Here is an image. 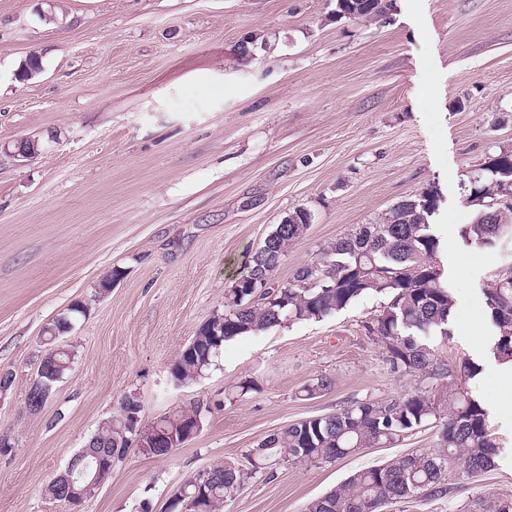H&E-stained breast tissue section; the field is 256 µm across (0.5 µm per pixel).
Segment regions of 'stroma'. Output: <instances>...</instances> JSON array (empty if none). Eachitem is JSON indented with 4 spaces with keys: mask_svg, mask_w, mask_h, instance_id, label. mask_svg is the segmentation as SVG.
<instances>
[{
    "mask_svg": "<svg viewBox=\"0 0 512 512\" xmlns=\"http://www.w3.org/2000/svg\"><path fill=\"white\" fill-rule=\"evenodd\" d=\"M378 23L337 18L336 0H0V147L40 139L27 161L0 159V512H70L45 494L120 398L142 420L203 403V428L165 457L137 449L80 512H166L179 487L240 466L278 429L416 386L391 372L365 322L382 299L225 343L178 385L171 368L224 290L294 209L313 221L276 272L290 278L352 225L434 189L437 263L454 301L449 363L481 373L466 388L489 413L496 465L451 480L447 497L384 512H467L512 500V367L485 354L482 288L496 251L464 244L465 198L488 157L512 149V0H388ZM42 68L16 72L28 55ZM122 277L111 290L99 281ZM76 302L57 339L74 354L39 413L27 387L44 329ZM334 387L308 399L319 375ZM256 388L235 398L236 383ZM438 446L427 426L331 463L285 461L223 512H307L354 472Z\"/></svg>",
    "mask_w": 512,
    "mask_h": 512,
    "instance_id": "1",
    "label": "stroma"
}]
</instances>
